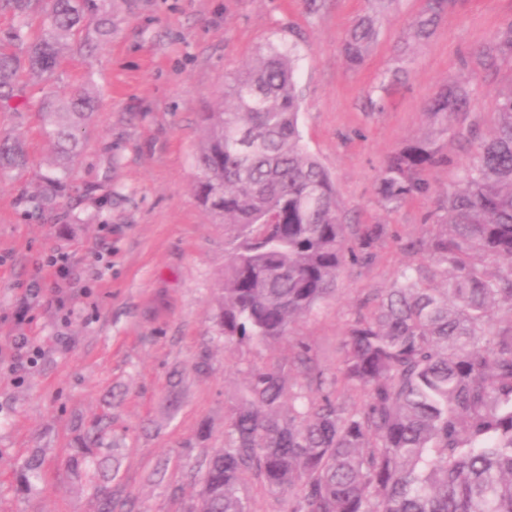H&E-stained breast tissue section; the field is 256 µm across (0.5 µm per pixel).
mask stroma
I'll list each match as a JSON object with an SVG mask.
<instances>
[{
    "label": "stroma",
    "instance_id": "obj_1",
    "mask_svg": "<svg viewBox=\"0 0 512 512\" xmlns=\"http://www.w3.org/2000/svg\"><path fill=\"white\" fill-rule=\"evenodd\" d=\"M105 0L112 36L65 53L53 80L23 76L0 106V136L20 137L26 167L0 172V512H98L88 478L65 466L81 436L108 425L100 456L119 462L117 499L135 512H182L200 488L208 448L224 445L227 396L249 367L286 344L225 346L216 322L224 227L196 198L201 115L224 78L268 44L296 48L306 147L328 170L350 224H383L370 264L347 266L333 297L297 320L293 337L334 373L361 301L414 264L409 241L454 188L495 121L512 59L486 70L476 50L512 22V0H454L430 36L412 20L424 0H393L362 65L342 53L366 0ZM450 82L472 92L460 136L426 171V196L384 206L387 157L428 129L425 107ZM84 87L96 98L70 179L41 201L53 160L36 104ZM39 354L25 364L19 340ZM42 455L40 479L24 461Z\"/></svg>",
    "mask_w": 512,
    "mask_h": 512
}]
</instances>
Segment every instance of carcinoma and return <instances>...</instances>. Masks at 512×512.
Masks as SVG:
<instances>
[{"label":"carcinoma","instance_id":"obj_1","mask_svg":"<svg viewBox=\"0 0 512 512\" xmlns=\"http://www.w3.org/2000/svg\"><path fill=\"white\" fill-rule=\"evenodd\" d=\"M367 2L343 43L353 67L393 0ZM451 3L425 0L415 37H428ZM39 4L47 34L23 56L0 47V104L18 96L20 70L51 78L79 33L112 36L95 0H0V12L24 16ZM478 55L511 59L512 24ZM294 72L293 49L270 46L225 78L220 104L202 115L197 198L224 225L218 323L226 347L287 340L296 320L332 296L345 265L371 261L386 235L383 224L345 223L330 175L303 143ZM470 102L458 84L428 102L430 135L404 144L379 172L384 205L430 194L425 172L444 160L441 142L459 134ZM94 107L84 89L46 95L37 107L55 150L48 202L69 177ZM497 115L428 215L431 233L409 243L421 260L350 321L336 374L310 367L299 340L288 358L248 368L224 415V447L204 456L188 512H249V482L280 512H512V82L497 90ZM26 162L21 143L0 139L1 169ZM299 367L303 387L319 396L291 384ZM96 442L67 467L84 472Z\"/></svg>","mask_w":512,"mask_h":512}]
</instances>
